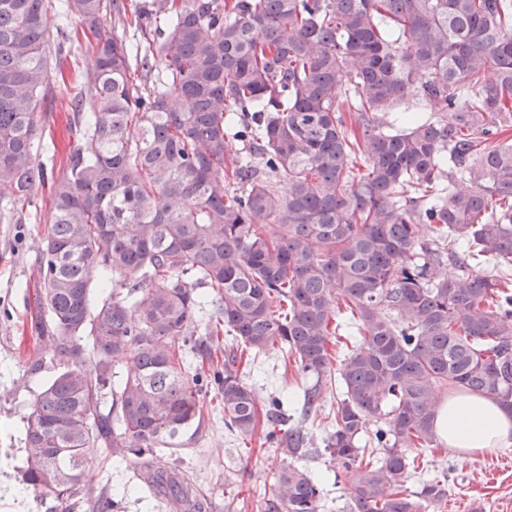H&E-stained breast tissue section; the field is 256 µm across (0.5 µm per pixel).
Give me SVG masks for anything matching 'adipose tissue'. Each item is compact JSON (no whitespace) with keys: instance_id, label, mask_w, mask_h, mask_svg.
<instances>
[{"instance_id":"ef3b65f1","label":"adipose tissue","mask_w":512,"mask_h":512,"mask_svg":"<svg viewBox=\"0 0 512 512\" xmlns=\"http://www.w3.org/2000/svg\"><path fill=\"white\" fill-rule=\"evenodd\" d=\"M435 426L448 451L464 463L512 444V412L485 396L458 394L439 401Z\"/></svg>"}]
</instances>
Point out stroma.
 I'll return each instance as SVG.
<instances>
[{"instance_id": "35a3bbf8", "label": "stroma", "mask_w": 512, "mask_h": 512, "mask_svg": "<svg viewBox=\"0 0 512 512\" xmlns=\"http://www.w3.org/2000/svg\"><path fill=\"white\" fill-rule=\"evenodd\" d=\"M69 89V83L52 78L44 104L43 134L35 143L51 178L63 175L67 156L79 143L64 109ZM50 222L48 190L42 185H35L25 202L0 196V512H62L52 496L36 495L22 481L25 418L38 391L58 370L37 325L39 252ZM37 359L42 360V369L30 372L31 362ZM209 369L210 362L192 358L190 371L199 375L207 392L196 443L176 454L159 452L155 465L184 471L196 491L207 498L208 512H258L259 501L271 493L278 472L290 462L262 436H254L247 445L225 428L224 409ZM245 378L259 405L290 394L292 411L300 410L306 381L296 368H285L281 353L270 350L254 355ZM293 463L322 479L324 512H346L350 486L334 481L326 453H313ZM422 463L423 471L413 474L411 485H418L425 475L448 479L449 494L440 512H512V446L494 449L468 464L434 447L423 452ZM138 471L135 458L116 460L104 454L89 461L86 486L111 494L116 502L113 512H167L149 491L138 490Z\"/></svg>"}]
</instances>
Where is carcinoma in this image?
I'll list each match as a JSON object with an SVG mask.
<instances>
[{
    "mask_svg": "<svg viewBox=\"0 0 512 512\" xmlns=\"http://www.w3.org/2000/svg\"><path fill=\"white\" fill-rule=\"evenodd\" d=\"M51 7L0 0V193L18 201L44 172L34 139ZM63 9L78 25L71 39L91 46L69 100L84 145L49 184L39 328L60 371L26 417L22 481L68 510L92 497L86 465L103 450L139 460L150 491L196 498L185 473L154 457L188 445L203 417L186 347L209 359L225 335L213 378L228 429L252 437L262 424L289 458L314 452L281 399L259 408L241 371L242 351L278 344L313 379L303 417L321 408L328 381L341 386L322 444L352 484L349 512H438L443 479L408 486L411 453L438 439L436 392L512 409V0ZM411 89L415 109L402 107ZM399 107L400 126L387 120ZM446 262L456 275L436 274ZM98 276L113 290L94 307ZM201 287L217 311L194 342ZM343 325L336 367L329 344ZM370 424L368 453L359 438ZM321 493L288 465L264 510L320 512Z\"/></svg>",
    "mask_w": 512,
    "mask_h": 512,
    "instance_id": "carcinoma-1",
    "label": "carcinoma"
}]
</instances>
